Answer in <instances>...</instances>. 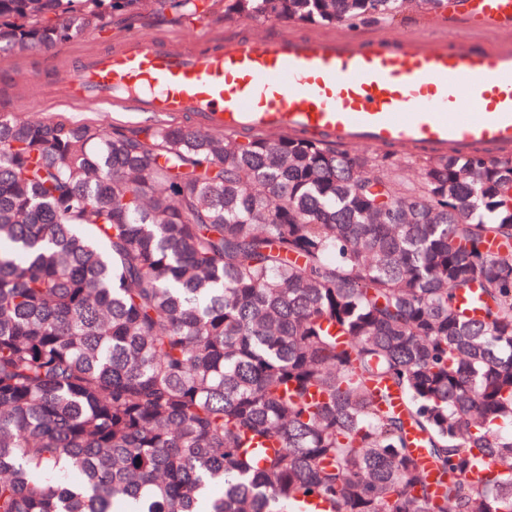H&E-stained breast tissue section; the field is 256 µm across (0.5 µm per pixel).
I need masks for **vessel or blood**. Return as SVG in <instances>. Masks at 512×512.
I'll list each match as a JSON object with an SVG mask.
<instances>
[{
	"instance_id": "b4317fda",
	"label": "vessel or blood",
	"mask_w": 512,
	"mask_h": 512,
	"mask_svg": "<svg viewBox=\"0 0 512 512\" xmlns=\"http://www.w3.org/2000/svg\"><path fill=\"white\" fill-rule=\"evenodd\" d=\"M473 29L512 32V0H470ZM53 91L204 131L254 128L372 148L512 147V41L479 47L398 37H213L199 49L138 35L60 69Z\"/></svg>"
}]
</instances>
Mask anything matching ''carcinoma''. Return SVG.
I'll use <instances>...</instances> for the list:
<instances>
[{"instance_id":"carcinoma-1","label":"carcinoma","mask_w":512,"mask_h":512,"mask_svg":"<svg viewBox=\"0 0 512 512\" xmlns=\"http://www.w3.org/2000/svg\"><path fill=\"white\" fill-rule=\"evenodd\" d=\"M406 2L224 13L375 24ZM193 11L0 0V50ZM401 167L1 113L0 512H512V157L427 152L415 186Z\"/></svg>"}]
</instances>
